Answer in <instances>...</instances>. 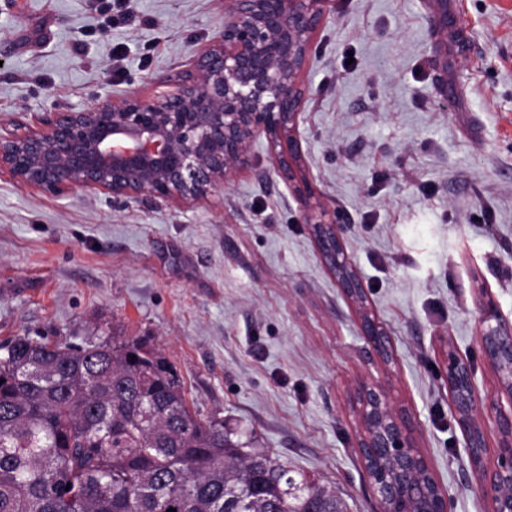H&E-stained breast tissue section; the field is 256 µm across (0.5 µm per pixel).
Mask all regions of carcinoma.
I'll return each instance as SVG.
<instances>
[{"label":"carcinoma","mask_w":512,"mask_h":512,"mask_svg":"<svg viewBox=\"0 0 512 512\" xmlns=\"http://www.w3.org/2000/svg\"><path fill=\"white\" fill-rule=\"evenodd\" d=\"M138 341L0 344V512H345L203 421Z\"/></svg>","instance_id":"obj_1"}]
</instances>
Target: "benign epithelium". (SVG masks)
Segmentation results:
<instances>
[{
	"label": "benign epithelium",
	"instance_id": "7a95c632",
	"mask_svg": "<svg viewBox=\"0 0 512 512\" xmlns=\"http://www.w3.org/2000/svg\"><path fill=\"white\" fill-rule=\"evenodd\" d=\"M333 0H224V27L194 55L192 68L156 80L173 90L152 96L131 93L80 112H55L38 129L15 124L0 133V174L51 194L76 188L117 198L149 194L191 204L249 168L250 144L264 137L276 171L299 202L319 255L345 296L357 305L360 335L386 362L391 341L367 307L363 282L345 253L342 225L326 219L317 190L302 168L297 128L309 98L301 74L312 41L332 11ZM438 43L448 45V0H428ZM479 346L512 400V320L495 317L480 330ZM446 381L464 448L493 512H512V411L480 399L468 362L446 357ZM361 404L358 448L364 458L392 456L413 467L427 466L416 446L417 425L395 409L378 384H357ZM494 411L499 435L497 463L484 467L485 431L479 412ZM389 512H448L441 489L416 497L380 472L371 478Z\"/></svg>",
	"mask_w": 512,
	"mask_h": 512
}]
</instances>
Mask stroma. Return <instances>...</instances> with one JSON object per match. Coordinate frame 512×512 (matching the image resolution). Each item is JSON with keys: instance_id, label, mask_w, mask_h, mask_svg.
Instances as JSON below:
<instances>
[{"instance_id": "stroma-1", "label": "stroma", "mask_w": 512, "mask_h": 512, "mask_svg": "<svg viewBox=\"0 0 512 512\" xmlns=\"http://www.w3.org/2000/svg\"><path fill=\"white\" fill-rule=\"evenodd\" d=\"M100 6L0 0V127L152 95L224 24V0H137L115 25ZM333 7L302 74L298 137L391 360H373L262 137L247 170L189 206L52 196L1 175L0 343L143 342L174 365L193 413L335 490L347 512L379 510L355 386L382 383L451 512H492L444 361L455 351L480 396L497 395L477 334L484 302L512 319V0H448L444 47L426 0Z\"/></svg>"}]
</instances>
